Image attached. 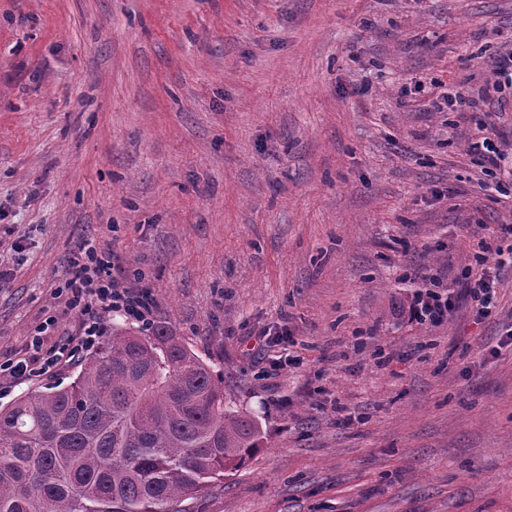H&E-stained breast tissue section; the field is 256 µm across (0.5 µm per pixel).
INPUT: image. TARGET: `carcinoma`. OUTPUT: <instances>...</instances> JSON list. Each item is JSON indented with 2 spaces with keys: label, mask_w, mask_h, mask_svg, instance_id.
I'll return each instance as SVG.
<instances>
[{
  "label": "carcinoma",
  "mask_w": 512,
  "mask_h": 512,
  "mask_svg": "<svg viewBox=\"0 0 512 512\" xmlns=\"http://www.w3.org/2000/svg\"><path fill=\"white\" fill-rule=\"evenodd\" d=\"M261 447L185 342L117 325L71 383L0 406V512H182Z\"/></svg>",
  "instance_id": "cac0c4a2"
}]
</instances>
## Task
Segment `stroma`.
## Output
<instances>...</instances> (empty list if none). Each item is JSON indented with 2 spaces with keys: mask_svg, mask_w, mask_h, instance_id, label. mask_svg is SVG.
Returning <instances> with one entry per match:
<instances>
[{
  "mask_svg": "<svg viewBox=\"0 0 512 512\" xmlns=\"http://www.w3.org/2000/svg\"><path fill=\"white\" fill-rule=\"evenodd\" d=\"M511 48L512 0H0V362L78 335L91 239L263 432L184 512H512V272L474 320L459 231L512 223L471 150L512 148ZM417 288L421 289L416 292L413 302L408 306V319L431 325L448 321L454 304L447 294L436 289L443 288L440 281L433 276H422Z\"/></svg>",
  "mask_w": 512,
  "mask_h": 512,
  "instance_id": "obj_1",
  "label": "stroma"
}]
</instances>
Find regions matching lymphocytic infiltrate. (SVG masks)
<instances>
[{
	"mask_svg": "<svg viewBox=\"0 0 512 512\" xmlns=\"http://www.w3.org/2000/svg\"><path fill=\"white\" fill-rule=\"evenodd\" d=\"M495 233L501 241L500 248L492 252L486 244H479L473 254V265L462 272L473 312L480 320L492 313L499 270L512 269V224L497 225ZM125 279V271L113 254L103 251L94 242H85L73 260L71 276L63 288L69 309L81 320L79 336L45 346L44 338L54 326L53 320H46L32 337L31 357L0 362V374L36 376L77 361L104 337L105 318L112 314L139 323L143 328H151L152 307L148 293L128 286ZM439 286L437 278L422 277L420 288L407 310L409 319L431 325L447 321L454 304Z\"/></svg>",
	"mask_w": 512,
	"mask_h": 512,
	"instance_id": "obj_1",
	"label": "lymphocytic infiltrate"
}]
</instances>
